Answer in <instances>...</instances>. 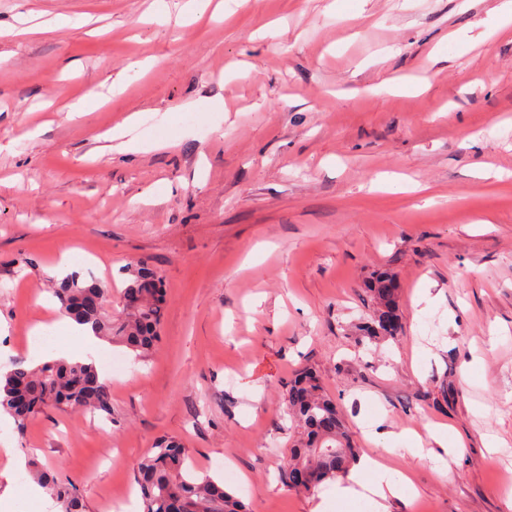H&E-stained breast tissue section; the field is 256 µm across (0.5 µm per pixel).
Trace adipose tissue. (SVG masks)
<instances>
[{
	"label": "adipose tissue",
	"instance_id": "obj_1",
	"mask_svg": "<svg viewBox=\"0 0 512 512\" xmlns=\"http://www.w3.org/2000/svg\"><path fill=\"white\" fill-rule=\"evenodd\" d=\"M408 490L406 477L395 476L386 464L366 456L358 461L347 478L337 480L334 496L342 503L365 496L371 500L375 512H389V500Z\"/></svg>",
	"mask_w": 512,
	"mask_h": 512
}]
</instances>
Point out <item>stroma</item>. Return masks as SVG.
<instances>
[{
  "instance_id": "stroma-1",
  "label": "stroma",
  "mask_w": 512,
  "mask_h": 512,
  "mask_svg": "<svg viewBox=\"0 0 512 512\" xmlns=\"http://www.w3.org/2000/svg\"><path fill=\"white\" fill-rule=\"evenodd\" d=\"M183 2L0 0V23L21 29L0 35V369L66 346L61 267L111 288L115 318L130 261L167 299L148 360L116 341L93 352L111 415L0 420V503L59 512L26 501L34 462L109 512L174 437L250 512H373L280 479L299 437L284 386L309 369L360 455L410 479L389 512H512V27L489 29L498 0H245L193 23ZM122 124L141 152L114 150ZM381 270L402 330L363 342ZM39 322L53 342L35 355ZM438 422L463 441L444 468L405 435Z\"/></svg>"
}]
</instances>
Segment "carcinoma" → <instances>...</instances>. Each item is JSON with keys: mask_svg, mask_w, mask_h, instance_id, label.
I'll list each match as a JSON object with an SVG mask.
<instances>
[{"mask_svg": "<svg viewBox=\"0 0 512 512\" xmlns=\"http://www.w3.org/2000/svg\"><path fill=\"white\" fill-rule=\"evenodd\" d=\"M124 274L128 276L122 292L124 318L117 323L104 316L105 305L112 298L110 288L72 274L58 283L55 294L67 316L91 325L101 338L124 344L143 360L157 345L166 294L161 280L144 261L130 264ZM368 291L373 318L361 332L370 339L397 335L382 325L383 317L399 315L396 277L380 273ZM285 402L303 433L281 466L282 482L297 491L313 492L347 475L356 459V448L336 401L318 376L308 370L298 374L287 385ZM50 408L111 414L110 391L100 380L93 360H55L30 366L21 359L0 377V410L13 419L17 429ZM188 460V449L166 438L157 442L152 455L139 462L137 481L143 512H247L246 505L224 485L208 476H197ZM33 477L50 492L62 512H86L75 485L58 484L40 469L33 471Z\"/></svg>", "mask_w": 512, "mask_h": 512, "instance_id": "carcinoma-1", "label": "carcinoma"}]
</instances>
